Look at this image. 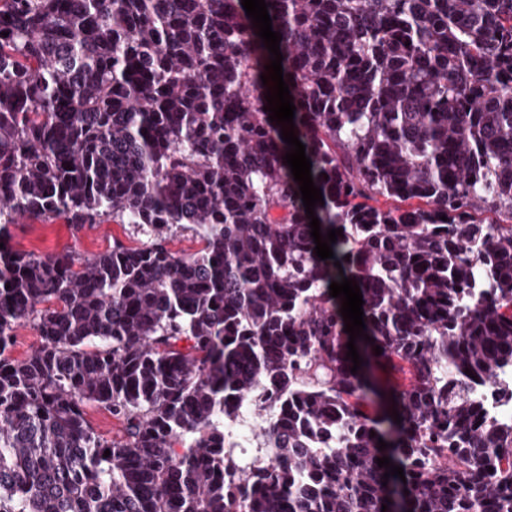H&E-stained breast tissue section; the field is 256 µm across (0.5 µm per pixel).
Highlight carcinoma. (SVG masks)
Here are the masks:
<instances>
[{"label":"carcinoma","instance_id":"carcinoma-1","mask_svg":"<svg viewBox=\"0 0 512 512\" xmlns=\"http://www.w3.org/2000/svg\"><path fill=\"white\" fill-rule=\"evenodd\" d=\"M265 2L331 259L241 0H0V512H512V425L474 392L512 366V0ZM20 216L150 242L79 264L13 249ZM244 407L277 416L247 468ZM168 248L179 254H191L201 248V244L190 229L174 230L168 241ZM40 345L41 338L35 330L29 325L18 326L10 354L13 358L23 359L38 349ZM86 419L98 433L108 439H112V437L118 438L122 435L121 423L112 417L109 411L101 407H87ZM242 421L234 422L229 425H224V433L228 434L231 442L235 443V449L239 456L246 463H251L254 459L248 454L251 443L254 440L251 429L241 423Z\"/></svg>","mask_w":512,"mask_h":512}]
</instances>
